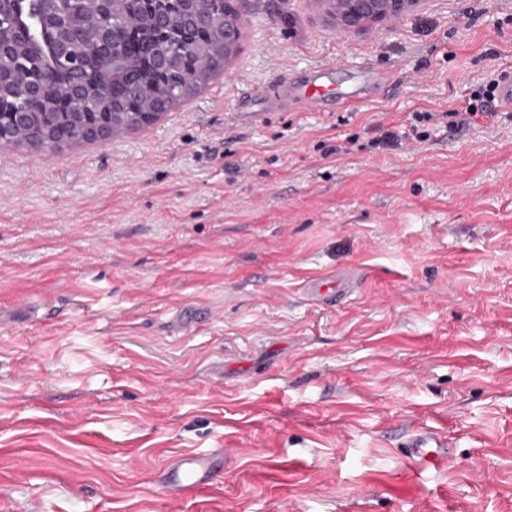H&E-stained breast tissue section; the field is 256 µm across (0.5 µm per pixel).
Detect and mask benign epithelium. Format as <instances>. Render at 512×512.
Here are the masks:
<instances>
[{"label": "benign epithelium", "instance_id": "obj_1", "mask_svg": "<svg viewBox=\"0 0 512 512\" xmlns=\"http://www.w3.org/2000/svg\"><path fill=\"white\" fill-rule=\"evenodd\" d=\"M95 9L89 22L95 32V46L76 52L72 48L73 33L78 25L70 23L68 16L54 12L49 0H0V16H8L13 26L26 29L43 43L42 56L31 67L42 71L41 80L28 85L29 91L50 99L63 108L83 98L92 83L90 64L94 63L109 75H126L130 65L125 60L115 31L107 20L124 12L126 0H94ZM242 0H225L226 10L222 19L202 7L203 0H146L148 22L153 37L147 45V65L158 73H167L178 65L175 51L167 39L169 12L174 11L188 22L186 35L200 29L211 28L216 21L224 27V60L211 70L215 75L229 68L233 54L245 37L239 5ZM316 7L332 19L336 29L343 33L355 32L372 25L396 22L419 6L421 0H313ZM20 51L18 45L3 35L0 29V99L12 82V68L8 65ZM63 60L68 63L69 84L60 91L51 88L53 69L48 61ZM173 107L167 98H151L144 102L141 112L96 111L82 113L83 122L77 140L106 143L117 134L136 127L157 122ZM26 131L25 143L42 148L47 143L60 144L62 140L48 124H37L28 112L7 111L0 105V145L18 143L17 132Z\"/></svg>", "mask_w": 512, "mask_h": 512}]
</instances>
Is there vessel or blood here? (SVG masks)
<instances>
[{
    "label": "vessel or blood",
    "mask_w": 512,
    "mask_h": 512,
    "mask_svg": "<svg viewBox=\"0 0 512 512\" xmlns=\"http://www.w3.org/2000/svg\"><path fill=\"white\" fill-rule=\"evenodd\" d=\"M358 78L350 86L332 88L322 83L321 68H314L300 81L284 87L283 99H295L307 106L319 108L325 101L347 104H359L378 95L383 87L369 65L357 68ZM352 284L329 276L309 280L305 285L307 296L314 301L336 299L350 292ZM407 459L413 468L445 469L453 460L446 451L447 443L438 432L427 429L412 434L405 443ZM219 457L216 454L190 453L175 457L167 469L169 490L178 491L187 487H198L208 483L217 471Z\"/></svg>",
    "instance_id": "obj_1"
}]
</instances>
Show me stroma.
<instances>
[{"label": "stroma", "mask_w": 512, "mask_h": 512, "mask_svg": "<svg viewBox=\"0 0 512 512\" xmlns=\"http://www.w3.org/2000/svg\"><path fill=\"white\" fill-rule=\"evenodd\" d=\"M241 11L192 106L0 151V512H512V112L464 113L512 70V0L353 34L311 0ZM364 61L387 96L264 109ZM415 112L427 142L371 147ZM426 428L452 468L412 471ZM219 448L212 483L160 490ZM352 284L349 280H336L335 276L309 280L305 285L307 296L313 301L332 300L350 292Z\"/></svg>", "instance_id": "35a3bbf8"}]
</instances>
